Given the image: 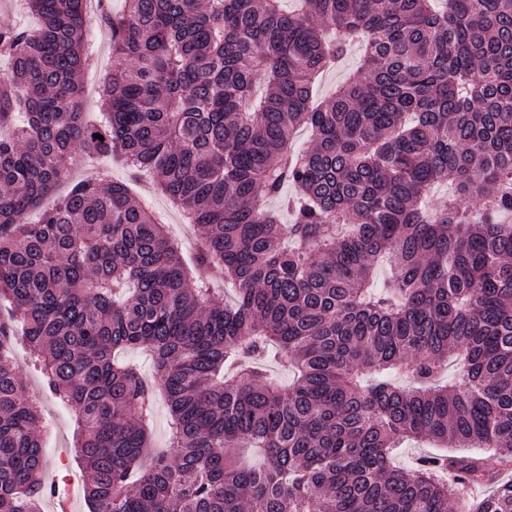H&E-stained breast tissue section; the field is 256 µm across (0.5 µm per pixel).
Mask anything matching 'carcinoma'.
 <instances>
[{
  "label": "carcinoma",
  "instance_id": "carcinoma-1",
  "mask_svg": "<svg viewBox=\"0 0 512 512\" xmlns=\"http://www.w3.org/2000/svg\"><path fill=\"white\" fill-rule=\"evenodd\" d=\"M124 2L26 0L37 26L0 28V512L51 490L19 327L75 410L90 512H448L451 482L489 488L458 512H512V0ZM93 25L114 58L97 124ZM354 40L360 77L317 99ZM116 153L203 231L230 302L106 174L27 221ZM160 396L171 445L147 460ZM408 441L438 452L403 469Z\"/></svg>",
  "mask_w": 512,
  "mask_h": 512
}]
</instances>
